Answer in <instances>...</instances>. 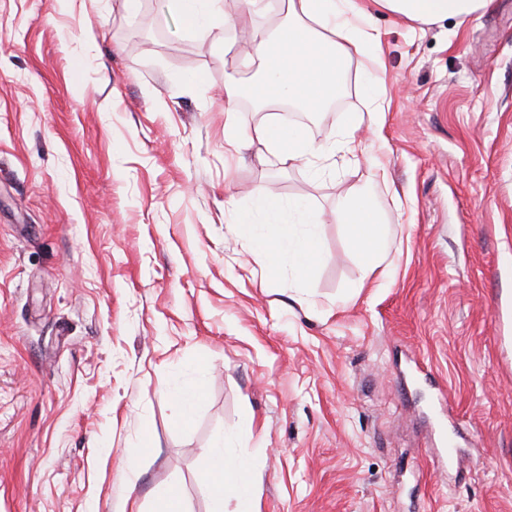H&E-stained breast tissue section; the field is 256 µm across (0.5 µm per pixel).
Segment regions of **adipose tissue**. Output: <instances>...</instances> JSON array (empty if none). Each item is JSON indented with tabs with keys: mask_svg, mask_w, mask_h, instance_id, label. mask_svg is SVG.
<instances>
[{
	"mask_svg": "<svg viewBox=\"0 0 512 512\" xmlns=\"http://www.w3.org/2000/svg\"><path fill=\"white\" fill-rule=\"evenodd\" d=\"M185 26L194 32L212 34L224 20V0H170ZM375 5L395 18L422 24L448 20L463 22L488 11L493 0H374ZM285 21L272 33H255L242 50L257 66V77L249 84H225L224 110L233 113L236 102L250 98L261 107H274L295 100L311 112L321 111L335 96L343 81L341 63L352 55L365 61L369 82H376L383 68L380 42L369 23V14L360 0H285ZM257 144L280 163H309L343 150L357 154L360 145L352 132L339 141L317 146L306 141L298 129L267 118L240 129L224 126V147L237 151ZM267 222L259 226L249 217H240L236 230L240 237L265 251L272 272L289 265L306 275L317 261L320 241L316 232L302 230L283 219V203L266 188L256 192ZM337 223L347 228L349 242L361 258L364 277H371L387 249V239L379 224V213L367 194L351 198L336 213ZM210 512H225L234 503V512H255L251 493V472L224 451L223 438H216L206 450Z\"/></svg>",
	"mask_w": 512,
	"mask_h": 512,
	"instance_id": "ef3b65f1",
	"label": "adipose tissue"
}]
</instances>
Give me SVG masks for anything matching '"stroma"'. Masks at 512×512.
<instances>
[{"mask_svg":"<svg viewBox=\"0 0 512 512\" xmlns=\"http://www.w3.org/2000/svg\"><path fill=\"white\" fill-rule=\"evenodd\" d=\"M226 9L202 37L168 0H0V512H157L168 485L210 512L220 435L258 512H512V0L371 8L385 123L315 168L225 154L255 68L224 48L285 17ZM344 69L306 139L366 111ZM268 184L321 220L306 278L236 231ZM369 186L391 243L366 280L336 210ZM199 364L183 425L167 391ZM494 0H374L375 5L395 18L422 24L455 20L462 23L493 6Z\"/></svg>","mask_w":512,"mask_h":512,"instance_id":"stroma-1","label":"stroma"}]
</instances>
